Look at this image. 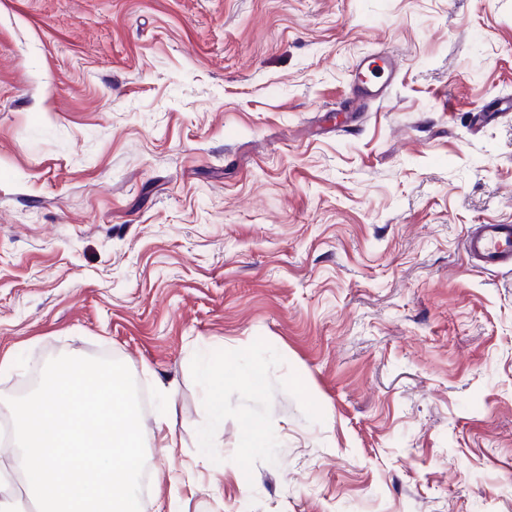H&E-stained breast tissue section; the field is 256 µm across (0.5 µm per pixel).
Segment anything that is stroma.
Segmentation results:
<instances>
[{
	"label": "stroma",
	"instance_id": "stroma-1",
	"mask_svg": "<svg viewBox=\"0 0 512 512\" xmlns=\"http://www.w3.org/2000/svg\"><path fill=\"white\" fill-rule=\"evenodd\" d=\"M508 96L512 0H0V395L172 387L142 512H512ZM203 353L261 373L213 432ZM463 246L467 257L484 269H512V224H479Z\"/></svg>",
	"mask_w": 512,
	"mask_h": 512
}]
</instances>
